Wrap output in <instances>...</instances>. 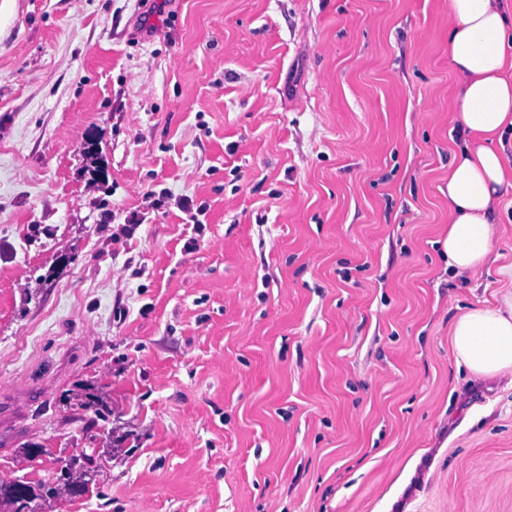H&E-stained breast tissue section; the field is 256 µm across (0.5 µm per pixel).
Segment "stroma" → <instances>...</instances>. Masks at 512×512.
Masks as SVG:
<instances>
[{
  "mask_svg": "<svg viewBox=\"0 0 512 512\" xmlns=\"http://www.w3.org/2000/svg\"><path fill=\"white\" fill-rule=\"evenodd\" d=\"M457 96L448 0H0V471L86 485L32 512H512ZM503 271L509 283L500 299L466 308L451 323L455 365L472 380L512 378V263Z\"/></svg>",
  "mask_w": 512,
  "mask_h": 512,
  "instance_id": "35a3bbf8",
  "label": "stroma"
}]
</instances>
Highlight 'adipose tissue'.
<instances>
[{
    "mask_svg": "<svg viewBox=\"0 0 512 512\" xmlns=\"http://www.w3.org/2000/svg\"><path fill=\"white\" fill-rule=\"evenodd\" d=\"M448 68L458 84L461 144L448 164V265L478 276L512 196V13L504 0H448ZM456 367L471 379L512 377V289L466 308L450 327Z\"/></svg>",
    "mask_w": 512,
    "mask_h": 512,
    "instance_id": "obj_1",
    "label": "adipose tissue"
}]
</instances>
